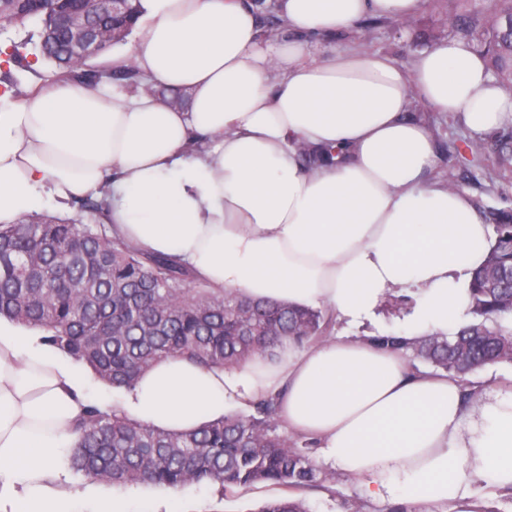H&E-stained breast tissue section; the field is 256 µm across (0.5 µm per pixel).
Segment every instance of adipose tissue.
Wrapping results in <instances>:
<instances>
[{
  "mask_svg": "<svg viewBox=\"0 0 512 512\" xmlns=\"http://www.w3.org/2000/svg\"><path fill=\"white\" fill-rule=\"evenodd\" d=\"M424 2L276 0L287 34L268 38L253 0H140L129 58L145 82L185 91L186 106L66 81L20 101L0 96V224L107 185L115 231L215 287L322 305L351 327L413 289L402 338L459 327L495 233L467 192L429 180L436 143L407 112L418 100L482 134L512 125V96L460 39L407 67L312 51L363 19L414 17ZM303 143L338 153L310 167ZM270 391L289 431L315 441L372 502L470 512L474 483L512 492V387H491L472 408L458 379L413 369L367 335L233 372L169 357L114 403L184 432ZM89 401L72 358L0 320V512H78L63 456Z\"/></svg>",
  "mask_w": 512,
  "mask_h": 512,
  "instance_id": "obj_1",
  "label": "adipose tissue"
}]
</instances>
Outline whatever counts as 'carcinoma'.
<instances>
[{
	"instance_id": "1",
	"label": "carcinoma",
	"mask_w": 512,
	"mask_h": 512,
	"mask_svg": "<svg viewBox=\"0 0 512 512\" xmlns=\"http://www.w3.org/2000/svg\"><path fill=\"white\" fill-rule=\"evenodd\" d=\"M467 7L458 32L486 60L502 89L512 94V0H455ZM81 0H0V29L30 19L42 24L40 57L53 70L46 80L98 86L142 85L126 63L93 62L124 41L140 13L125 0L118 14L99 9L76 38L62 19ZM497 168L485 163L479 140L464 143L451 190L481 175L493 180L512 168V126L493 133ZM303 159H330V148L301 146ZM110 188L76 201L77 217H24L0 224V317L43 330L47 341L84 364L102 382L130 387L156 362L182 356L206 368L238 369L256 360L274 362L290 347L325 335L333 317L321 309L243 297L234 288L202 283L184 264L148 255L126 242L107 222ZM495 231L486 265L470 283L471 312L478 321L453 338L428 333L412 342L393 336L375 342L462 378L479 365L512 361V332L496 322L512 315V209L479 207ZM88 217L90 223L82 222ZM493 322V326L486 322ZM226 413L189 432H170L139 422L114 407L84 408L76 421L81 441L69 457L75 474L112 485L151 483L178 488L210 481L226 493L260 483L319 486L331 491L310 457L316 443L288 434L279 419V394ZM255 512H308L299 499L278 498Z\"/></svg>"
}]
</instances>
